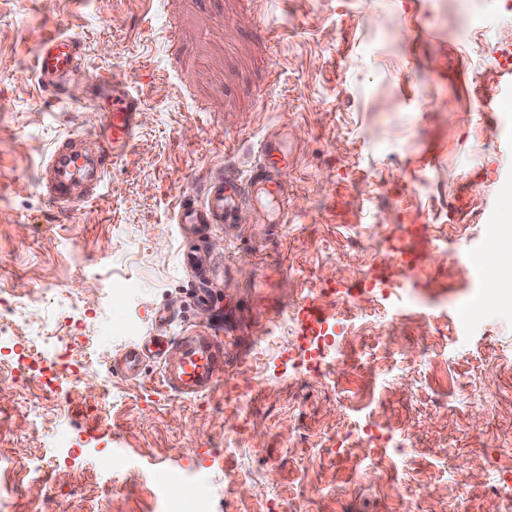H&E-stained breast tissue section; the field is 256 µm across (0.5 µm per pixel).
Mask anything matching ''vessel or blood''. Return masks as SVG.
<instances>
[{
  "label": "vessel or blood",
  "mask_w": 512,
  "mask_h": 512,
  "mask_svg": "<svg viewBox=\"0 0 512 512\" xmlns=\"http://www.w3.org/2000/svg\"><path fill=\"white\" fill-rule=\"evenodd\" d=\"M79 48V41L69 35L42 39L33 59L40 86L56 89L70 82L78 72ZM95 93L110 102L111 107L100 115L99 132L90 136L94 144L93 155L82 156L69 140L55 148L46 163L53 175L46 192L47 203L63 213L72 209L68 192L70 182H85L93 193L103 185L108 174L107 160L127 152L135 139L138 118L145 106L140 96L129 91L127 81L115 74L101 77ZM287 163L288 151L283 141L266 137L260 144V160L247 180H240L233 174L218 177L205 186L198 205L180 204L179 222H229L245 203L257 197H272L279 205H287L288 192L278 181L279 169ZM177 347L179 357L163 364L160 370L161 382L170 392L192 397L213 391L223 382L224 345L216 334L193 330L179 336ZM149 351L146 344L130 346L116 363V371L129 379L140 378Z\"/></svg>",
  "instance_id": "vessel-or-blood-1"
}]
</instances>
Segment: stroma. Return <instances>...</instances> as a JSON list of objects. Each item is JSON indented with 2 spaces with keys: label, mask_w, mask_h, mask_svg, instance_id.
Segmentation results:
<instances>
[{
  "label": "stroma",
  "mask_w": 512,
  "mask_h": 512,
  "mask_svg": "<svg viewBox=\"0 0 512 512\" xmlns=\"http://www.w3.org/2000/svg\"><path fill=\"white\" fill-rule=\"evenodd\" d=\"M81 41L78 78L39 86L37 42ZM512 0H0V289L29 300L12 326L78 324L95 358L61 376L65 404L0 370V512H158L169 465L207 512H500L512 485V310L485 309L487 278L458 260L489 248L512 208ZM125 75L146 107L131 149L70 213L44 202L37 170L56 141L98 131L91 90ZM288 143L290 206L267 223L244 206L210 230L178 223L183 197L223 173L247 176L270 134ZM398 183H390L391 172ZM427 225L419 287L386 271L379 241ZM213 267L197 304L186 254ZM389 272L386 315L368 291L351 317L341 377L315 376L305 349L273 356L258 336L292 305L333 289L334 317L360 276ZM232 328L225 377L250 367L252 401L232 387L183 399L113 362L148 336ZM39 401L30 423L20 398ZM413 450L392 481L357 472L352 450L315 452L354 408ZM60 454L39 482L38 453ZM58 453V452H57ZM206 474L197 483L195 472ZM426 496L415 498V485Z\"/></svg>",
  "instance_id": "1"
}]
</instances>
